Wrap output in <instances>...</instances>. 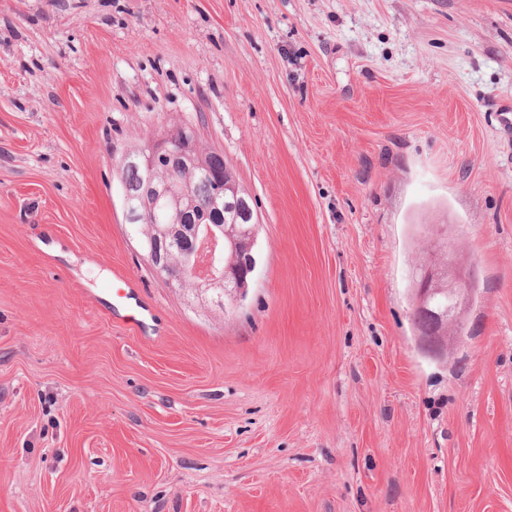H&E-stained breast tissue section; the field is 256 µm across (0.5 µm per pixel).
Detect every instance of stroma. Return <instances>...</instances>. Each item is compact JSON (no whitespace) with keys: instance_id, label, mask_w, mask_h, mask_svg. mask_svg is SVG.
Returning <instances> with one entry per match:
<instances>
[{"instance_id":"obj_1","label":"stroma","mask_w":512,"mask_h":512,"mask_svg":"<svg viewBox=\"0 0 512 512\" xmlns=\"http://www.w3.org/2000/svg\"><path fill=\"white\" fill-rule=\"evenodd\" d=\"M505 112L512 0H0V512H512ZM177 124L253 201L233 305L124 219L123 150ZM471 291L468 279L460 274L452 277L448 273L447 266L439 268H427L421 281L417 283L416 309L426 313L430 317V324L425 316L418 318L421 338L425 346L435 356H442L448 350L449 327L453 326L455 334L461 335L463 321V303ZM442 301L436 309L431 308V303ZM112 306L114 308H121L125 312L135 311L136 315H129L138 321H143L145 318L146 309L139 305L136 299L130 295L129 288H112Z\"/></svg>"}]
</instances>
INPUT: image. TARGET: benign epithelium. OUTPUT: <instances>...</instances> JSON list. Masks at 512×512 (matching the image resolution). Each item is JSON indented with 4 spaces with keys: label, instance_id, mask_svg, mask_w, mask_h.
<instances>
[{
    "label": "benign epithelium",
    "instance_id": "benign-epithelium-1",
    "mask_svg": "<svg viewBox=\"0 0 512 512\" xmlns=\"http://www.w3.org/2000/svg\"><path fill=\"white\" fill-rule=\"evenodd\" d=\"M135 166L146 174L138 205L122 197L125 221L153 224L152 238L142 243L150 265L176 286L192 284L197 294L219 291L218 302L242 297L255 271L251 253L256 233V216L241 196L238 186L222 185L195 217L194 200L180 186L201 172L200 144L189 126L167 129L139 148L123 152L120 171ZM237 256L216 260L223 253ZM471 291L468 279L449 275L448 269L428 268L417 283L416 310L430 317L421 331L425 346L435 356L448 350L449 327L461 335L463 303Z\"/></svg>",
    "mask_w": 512,
    "mask_h": 512
}]
</instances>
